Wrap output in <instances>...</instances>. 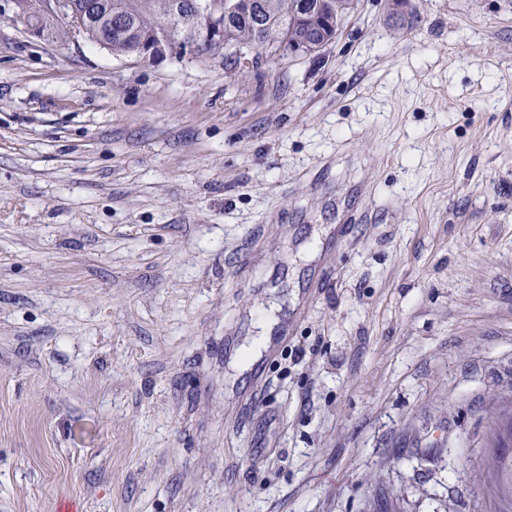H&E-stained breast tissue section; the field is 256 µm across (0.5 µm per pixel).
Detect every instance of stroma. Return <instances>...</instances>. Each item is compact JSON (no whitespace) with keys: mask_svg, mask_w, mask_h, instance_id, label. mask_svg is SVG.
<instances>
[{"mask_svg":"<svg viewBox=\"0 0 512 512\" xmlns=\"http://www.w3.org/2000/svg\"><path fill=\"white\" fill-rule=\"evenodd\" d=\"M249 57L0 0V512H496L512 0H357Z\"/></svg>","mask_w":512,"mask_h":512,"instance_id":"1","label":"stroma"}]
</instances>
